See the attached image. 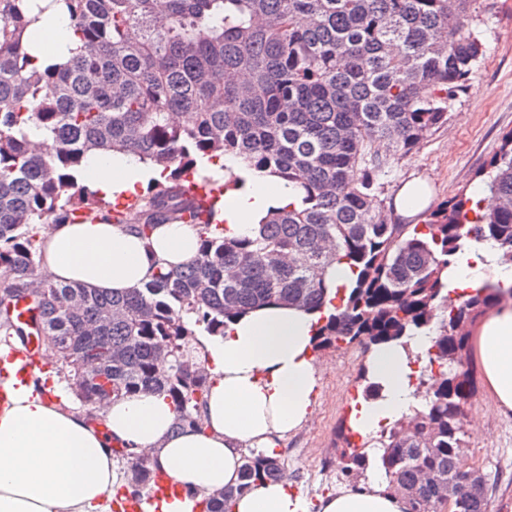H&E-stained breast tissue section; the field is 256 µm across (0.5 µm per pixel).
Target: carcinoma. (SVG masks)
Wrapping results in <instances>:
<instances>
[{"label":"carcinoma","mask_w":512,"mask_h":512,"mask_svg":"<svg viewBox=\"0 0 512 512\" xmlns=\"http://www.w3.org/2000/svg\"><path fill=\"white\" fill-rule=\"evenodd\" d=\"M34 2L0 0V344L20 350L38 337L90 412L163 393L180 429L201 426L212 383L198 337L224 335L247 310L332 306L317 349H368L430 328V390L380 435L376 462L387 489L409 490V512H434L438 488L420 472L459 476L476 390L464 328L496 302L482 290L452 297L442 273L472 243L496 245L512 263V129L479 172L496 200L487 213L460 197L423 224H395L375 196L395 160L419 149L474 87L483 45L468 24L472 0H56L73 47L47 65L25 43ZM172 112L184 123L172 124ZM115 150L163 175L117 215L79 183L90 154ZM224 157L279 175L299 205L271 211L250 236L227 235L216 205L204 210L188 196L198 163ZM79 215L134 224L146 239L159 224H191L198 251L121 295L41 279L39 226ZM335 264L352 276L333 294ZM112 452L127 460L131 494L148 490L156 471L126 448ZM340 460L351 480L369 464L356 451ZM282 469L280 453L247 449L239 483L204 498L202 512H231L235 497ZM498 481L487 473L455 512H489Z\"/></svg>","instance_id":"obj_1"}]
</instances>
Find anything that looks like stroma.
Wrapping results in <instances>:
<instances>
[{
    "instance_id": "obj_1",
    "label": "stroma",
    "mask_w": 512,
    "mask_h": 512,
    "mask_svg": "<svg viewBox=\"0 0 512 512\" xmlns=\"http://www.w3.org/2000/svg\"><path fill=\"white\" fill-rule=\"evenodd\" d=\"M469 22L484 46L475 86L453 102L443 127L395 162L381 199L394 198L413 178L429 179L439 204L474 196L482 186L480 170L498 149L501 134L512 129V0H475ZM366 356L357 345L318 351L313 412L280 441L290 490L308 512H320L324 499L349 486L339 473L338 430L362 394ZM466 423L468 461L499 475L490 512H512V415H498L481 387L467 408Z\"/></svg>"
}]
</instances>
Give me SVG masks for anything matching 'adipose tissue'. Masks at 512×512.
<instances>
[{
	"label": "adipose tissue",
	"mask_w": 512,
	"mask_h": 512,
	"mask_svg": "<svg viewBox=\"0 0 512 512\" xmlns=\"http://www.w3.org/2000/svg\"><path fill=\"white\" fill-rule=\"evenodd\" d=\"M160 168L115 152L92 156L89 187L105 197L135 190L159 178ZM242 186L225 191L220 221L229 235L248 236L268 211L296 202L287 183L270 173L239 169ZM426 182L413 179L393 199L395 220L416 222L431 207ZM42 277L78 282L123 294L148 283L156 268L176 267L197 252L198 230L189 224L157 225L150 238L105 221L47 224L40 232ZM498 250L464 246L450 259L448 287L461 294L489 286L501 299L472 325L471 357L499 414L512 413V264ZM318 315L271 303L228 322L223 335L205 339L202 356L212 376L200 410L202 429L173 431V406L165 395L143 393L101 403L95 419L65 390L44 397L36 381L8 380L10 403L0 409V512H111L118 479L113 451L128 448L167 473L182 496L161 502L159 512H198L205 495L235 485L244 449L272 452L278 440L312 412L318 384L313 354ZM425 336L406 344L372 347L365 363L376 396L360 399L349 422L363 434L406 418L422 395L411 383L408 357ZM288 480L258 486L236 498L232 512H306ZM404 496L382 479L342 490L321 512H407Z\"/></svg>",
	"instance_id": "adipose-tissue-1"
}]
</instances>
